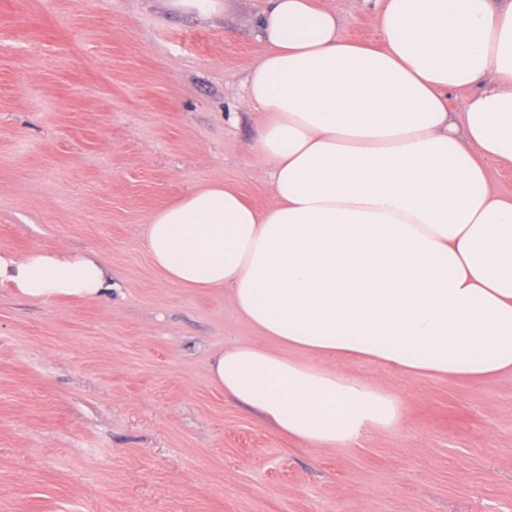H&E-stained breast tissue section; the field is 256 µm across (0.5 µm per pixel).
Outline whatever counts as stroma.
<instances>
[{
  "label": "stroma",
  "instance_id": "35a3bbf8",
  "mask_svg": "<svg viewBox=\"0 0 512 512\" xmlns=\"http://www.w3.org/2000/svg\"><path fill=\"white\" fill-rule=\"evenodd\" d=\"M379 42L376 0H332ZM261 0H0V252L92 255L97 300L0 285V512H512V374L337 369L404 420L346 448L275 433L210 380L224 346H270L227 290L165 282L149 215L220 180L256 207L268 167L239 107Z\"/></svg>",
  "mask_w": 512,
  "mask_h": 512
}]
</instances>
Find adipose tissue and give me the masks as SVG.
<instances>
[{"label": "adipose tissue", "mask_w": 512, "mask_h": 512, "mask_svg": "<svg viewBox=\"0 0 512 512\" xmlns=\"http://www.w3.org/2000/svg\"><path fill=\"white\" fill-rule=\"evenodd\" d=\"M257 19L242 107L265 115L248 150L272 199L211 182L153 212L145 247L166 282L228 289L281 346L219 351L213 384L278 434L343 448L404 411L336 361L512 374V194L489 172L512 166V0H378V47L329 0H265ZM0 284L33 301L110 286L96 260L39 249L0 252Z\"/></svg>", "instance_id": "adipose-tissue-1"}]
</instances>
